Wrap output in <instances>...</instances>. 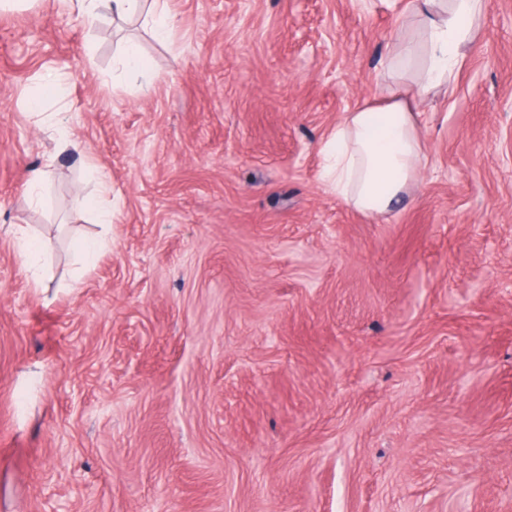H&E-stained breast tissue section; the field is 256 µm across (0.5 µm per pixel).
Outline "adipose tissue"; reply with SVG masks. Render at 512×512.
Returning <instances> with one entry per match:
<instances>
[{
	"instance_id": "obj_1",
	"label": "adipose tissue",
	"mask_w": 512,
	"mask_h": 512,
	"mask_svg": "<svg viewBox=\"0 0 512 512\" xmlns=\"http://www.w3.org/2000/svg\"><path fill=\"white\" fill-rule=\"evenodd\" d=\"M89 20L143 16L156 39L170 34L169 0H71ZM482 0H420L423 45L400 35L385 50V66L400 84L378 105L348 112L323 142L326 185L367 216L381 215L416 180L424 154L412 102L441 87L461 66L460 49L472 40Z\"/></svg>"
}]
</instances>
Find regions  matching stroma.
Returning a JSON list of instances; mask_svg holds the SVG:
<instances>
[{"instance_id": "1", "label": "stroma", "mask_w": 512, "mask_h": 512, "mask_svg": "<svg viewBox=\"0 0 512 512\" xmlns=\"http://www.w3.org/2000/svg\"><path fill=\"white\" fill-rule=\"evenodd\" d=\"M169 9L160 41L0 7V512H512V0L424 96L420 179L375 218L319 148L383 93L413 0ZM128 36L151 94L116 64ZM99 168L107 227L72 206ZM79 235L110 242L81 277ZM51 170L47 166L29 169L25 174V192L32 205H39L50 180ZM17 241L19 255L23 259L24 266L30 272V279L33 281L35 288L41 285V277L36 260L38 259L35 238L24 230L13 231Z\"/></svg>"}]
</instances>
